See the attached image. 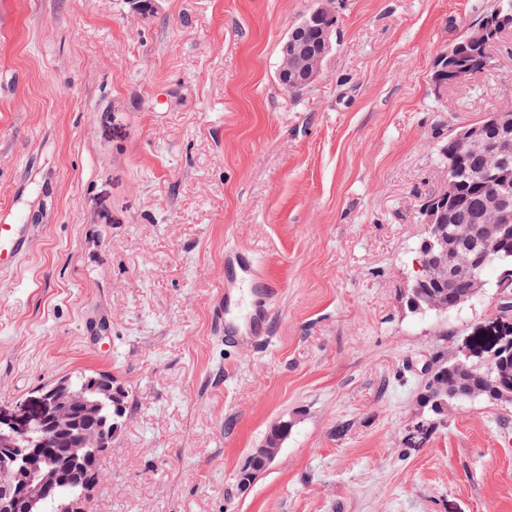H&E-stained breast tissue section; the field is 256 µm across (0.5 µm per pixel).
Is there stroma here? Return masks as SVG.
<instances>
[{"instance_id": "stroma-1", "label": "stroma", "mask_w": 512, "mask_h": 512, "mask_svg": "<svg viewBox=\"0 0 512 512\" xmlns=\"http://www.w3.org/2000/svg\"><path fill=\"white\" fill-rule=\"evenodd\" d=\"M316 3L0 0V206L40 215L0 274V407L75 371L126 391L85 512H512V406L421 404L496 291L448 317L405 298L443 138L512 108V31L438 91L496 0H335L292 95L281 46ZM228 243L281 286L271 343L224 346ZM336 24L337 19L334 13L321 15L320 19L313 25V29L308 32L305 42L301 44L300 50H303L302 55H322L324 62L332 49L330 41L332 32H330L329 29L320 30L319 34L322 39L321 42L318 35V28L328 27L334 31V29L336 30ZM322 43L326 49L329 50L330 47L331 49L323 53Z\"/></svg>"}]
</instances>
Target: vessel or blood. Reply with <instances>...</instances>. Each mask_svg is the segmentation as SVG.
<instances>
[{
  "instance_id": "vessel-or-blood-1",
  "label": "vessel or blood",
  "mask_w": 512,
  "mask_h": 512,
  "mask_svg": "<svg viewBox=\"0 0 512 512\" xmlns=\"http://www.w3.org/2000/svg\"><path fill=\"white\" fill-rule=\"evenodd\" d=\"M38 226L33 214L10 206L0 208V273L14 271L34 247ZM279 293L262 261L233 244L224 248V290L217 309L224 318V343L247 345L265 336V321Z\"/></svg>"
}]
</instances>
